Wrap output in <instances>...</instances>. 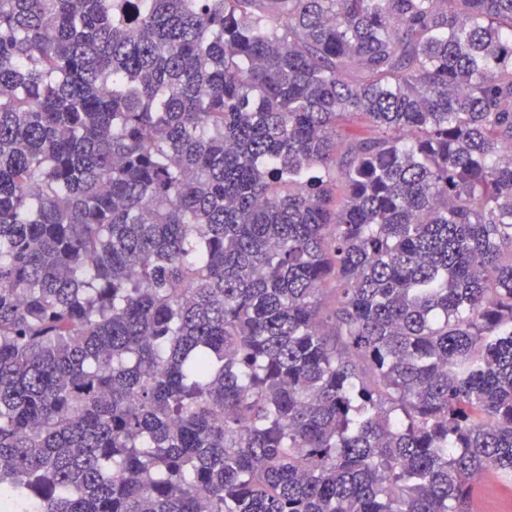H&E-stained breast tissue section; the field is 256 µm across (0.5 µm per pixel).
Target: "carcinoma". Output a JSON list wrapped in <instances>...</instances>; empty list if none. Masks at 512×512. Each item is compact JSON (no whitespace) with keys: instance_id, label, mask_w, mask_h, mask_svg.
Listing matches in <instances>:
<instances>
[{"instance_id":"cac0c4a2","label":"carcinoma","mask_w":512,"mask_h":512,"mask_svg":"<svg viewBox=\"0 0 512 512\" xmlns=\"http://www.w3.org/2000/svg\"><path fill=\"white\" fill-rule=\"evenodd\" d=\"M512 480V0H0V512H471Z\"/></svg>"}]
</instances>
